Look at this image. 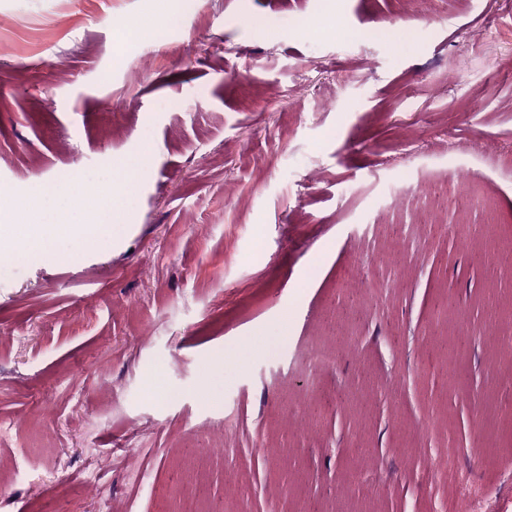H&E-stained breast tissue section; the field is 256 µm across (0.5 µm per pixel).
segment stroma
<instances>
[{
  "instance_id": "obj_1",
  "label": "stroma",
  "mask_w": 512,
  "mask_h": 512,
  "mask_svg": "<svg viewBox=\"0 0 512 512\" xmlns=\"http://www.w3.org/2000/svg\"><path fill=\"white\" fill-rule=\"evenodd\" d=\"M157 18L0 0V223L147 164L0 234V512H512V0ZM141 174L142 169L140 167L128 165L124 161H118L113 164L109 182L112 183V179L123 182L126 186L127 194L130 195ZM116 200L119 199L112 197V194L98 196L96 208L99 212V220L92 224H73L76 225L72 234L74 247L97 246L110 237L113 227L122 219L121 207L117 206ZM36 230L21 235L20 247L14 252L15 261H26L31 257L50 251L55 238L63 235L67 228L60 224H40ZM457 482L461 491L462 501L467 504L470 512H478L479 505L484 499L483 489L474 484L467 474H460Z\"/></svg>"
}]
</instances>
